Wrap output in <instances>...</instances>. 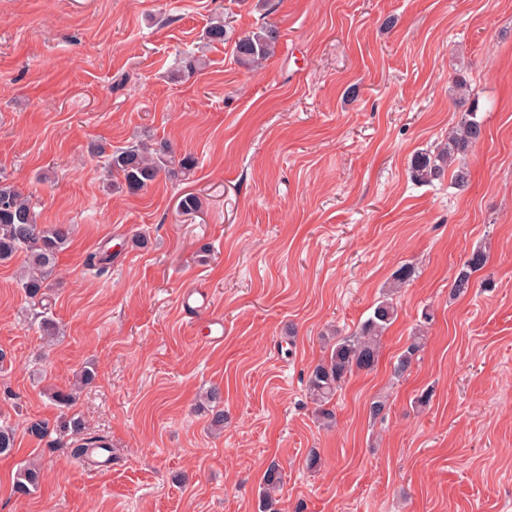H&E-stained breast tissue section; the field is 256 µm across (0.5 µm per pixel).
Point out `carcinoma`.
Masks as SVG:
<instances>
[{
  "label": "carcinoma",
  "instance_id": "carcinoma-1",
  "mask_svg": "<svg viewBox=\"0 0 512 512\" xmlns=\"http://www.w3.org/2000/svg\"><path fill=\"white\" fill-rule=\"evenodd\" d=\"M224 19L212 21L205 32L211 43L227 40ZM278 32L266 25L259 30L243 35L234 41L233 52L238 64L249 68L266 59L274 50ZM481 122L473 112L464 113L461 121L448 134V143L438 154L416 155L410 166L411 177L419 183L442 180L451 174L454 185L463 187L468 182V172L455 165L458 155L466 153L480 138ZM178 164L183 173L191 172L196 164L190 154L175 159L171 146L166 141L140 143L115 150L107 156V167L112 172L110 183L115 191L136 192L152 183L160 173H170L173 164ZM72 234L69 224H55L44 227L38 223L29 199L9 179L0 175V262L11 260L16 253L27 254V271L20 278V286L30 298L43 295L50 287L49 279L55 269L56 258L67 245ZM488 262L485 249L472 251L469 257L456 269L450 288V297L457 298L468 293L474 286L475 274ZM414 275L409 264L401 265L394 273L389 288L400 289L407 285ZM397 308L393 299L384 296L378 301L356 334L339 337L329 345L328 356L310 371L307 390L315 405L317 418L330 424L335 421V411L330 408L337 391L346 378L357 372H371L378 364L381 341L384 332L396 319ZM423 330H416L394 365V374H404L412 365L416 355L423 349ZM40 472L34 467H25L17 473L15 491L28 494L38 486ZM282 482L279 465L271 463L264 472L260 492V512H283L280 500L275 497Z\"/></svg>",
  "mask_w": 512,
  "mask_h": 512
}]
</instances>
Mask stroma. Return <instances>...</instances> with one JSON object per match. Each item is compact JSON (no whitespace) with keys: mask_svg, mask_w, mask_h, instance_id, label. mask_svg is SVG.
<instances>
[{"mask_svg":"<svg viewBox=\"0 0 512 512\" xmlns=\"http://www.w3.org/2000/svg\"><path fill=\"white\" fill-rule=\"evenodd\" d=\"M218 15L235 37L274 25V55L246 68L205 43ZM193 53L206 68L181 75ZM458 76L483 130L458 160L469 185L415 182L411 159L463 115ZM155 140L193 155L191 174L108 190L91 145ZM0 174L41 224L73 227L43 301L18 284L24 254L0 264V425L15 432L0 512H258L273 462L286 512H512V0H0ZM480 246L487 265L450 298ZM104 250L111 264L88 266ZM405 263L376 368L322 426L306 383L324 335L354 334ZM196 287L209 306L190 313ZM426 310L424 348L395 376ZM86 368L59 410L50 392ZM66 417L108 437L111 470L72 459ZM29 464L41 479L21 496ZM488 262L485 249L478 248L472 251L469 257L456 269L450 288V297L457 298L468 293L474 286L475 274L482 270Z\"/></svg>","mask_w":512,"mask_h":512,"instance_id":"1","label":"stroma"}]
</instances>
